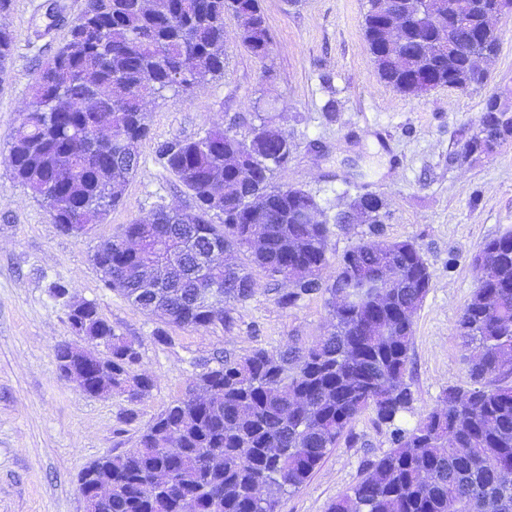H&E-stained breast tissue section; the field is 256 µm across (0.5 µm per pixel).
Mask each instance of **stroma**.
<instances>
[{
  "label": "stroma",
  "instance_id": "stroma-1",
  "mask_svg": "<svg viewBox=\"0 0 512 512\" xmlns=\"http://www.w3.org/2000/svg\"><path fill=\"white\" fill-rule=\"evenodd\" d=\"M65 24L38 36L47 0H12L1 18L13 37L8 78L0 83V512H85L77 478L97 457L135 445L143 427L219 352L243 356L308 346L326 330L325 298L280 304L285 288L254 271L252 296L227 306L229 324L181 328L146 315L107 288L93 262L99 244L164 205L191 211L190 195L157 153L161 142L193 139L218 125L238 136L267 120L288 131L292 153L271 182L299 187L341 209L372 191L385 197L383 238L409 240L422 252L431 287L414 319V401L397 425L361 415L350 440L332 449L280 512H327L366 464L392 446L394 427L413 426L442 391L466 385L469 351L456 332L480 273L472 258L512 230V142L489 155L461 157L486 100L512 109V16L498 19L499 53L486 84L437 88L422 97L380 80L364 38L366 0H263L272 44L265 59L242 46L239 24L224 17V72L188 93L149 101L150 135L120 205L91 231L62 234L7 162L11 136L41 67L69 35L84 0H64ZM65 284L94 302L118 334L133 340L139 372L153 380L140 398L94 397L57 370L53 349L74 341L67 310L54 297Z\"/></svg>",
  "mask_w": 512,
  "mask_h": 512
}]
</instances>
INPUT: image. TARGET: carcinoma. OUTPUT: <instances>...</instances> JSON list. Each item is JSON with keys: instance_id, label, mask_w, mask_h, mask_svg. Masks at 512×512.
Listing matches in <instances>:
<instances>
[{"instance_id": "1", "label": "carcinoma", "mask_w": 512, "mask_h": 512, "mask_svg": "<svg viewBox=\"0 0 512 512\" xmlns=\"http://www.w3.org/2000/svg\"><path fill=\"white\" fill-rule=\"evenodd\" d=\"M227 14L239 21L241 43L266 57L272 38L261 0H85L83 24L39 72L7 157L62 232L105 219L122 200L140 164L133 143L149 131L145 99L190 91L224 71ZM366 41L380 78L402 93L412 83L431 90L460 77L480 85L486 74L470 70V55L494 56L500 46L477 13L456 35L466 53L438 52L430 30L417 26L400 65L374 38ZM12 52L13 38L0 26V79ZM183 69L194 71L192 81L176 78ZM511 139L512 120L500 123L491 97L462 153L491 154ZM288 144V133L266 121L244 138L215 128L161 143L159 155L195 209L158 207L149 221L100 243L95 263L109 271L106 286L142 311L201 328L225 322V308L199 299L209 279L195 278L187 261L218 243L233 254L220 273L224 301L251 297L253 267L276 284L286 272L293 286L280 302L327 295V331L309 347L214 357L133 448L104 454L81 472L87 512H279L282 497L308 482L358 417L371 411L392 424L409 409L414 318L431 285L429 267L413 242L376 235L347 250L334 275L310 279L312 267L321 273L329 264L331 225L352 215L381 224L387 203L358 195L325 223H304L316 196L271 184L273 170L288 161ZM248 196L267 198V207L248 211L240 206ZM163 237L179 242L161 252ZM474 259L487 275L456 326L472 347L468 385L445 389L437 409L411 429H395L392 448L368 462L328 512H512V476L501 472L512 463V231L486 242ZM150 260L164 270L151 284L139 273ZM385 261L402 287L381 301L375 275ZM68 317L76 335L106 347L99 366L112 370L110 381L89 374L84 393H124L129 382L137 395L150 390L151 379L135 373L134 341L117 334L94 303ZM100 485L112 486L111 498L94 495Z\"/></svg>"}]
</instances>
